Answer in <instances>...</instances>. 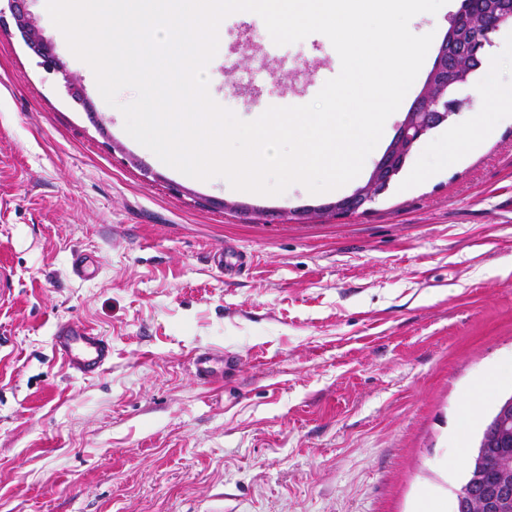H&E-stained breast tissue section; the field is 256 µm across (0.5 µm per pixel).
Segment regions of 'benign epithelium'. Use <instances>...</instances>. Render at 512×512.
I'll list each match as a JSON object with an SVG mask.
<instances>
[{
    "label": "benign epithelium",
    "instance_id": "1",
    "mask_svg": "<svg viewBox=\"0 0 512 512\" xmlns=\"http://www.w3.org/2000/svg\"><path fill=\"white\" fill-rule=\"evenodd\" d=\"M7 2L13 27L21 35L26 47L39 59V64L46 70L61 75L72 100L90 116H96V107L92 99L88 97L82 87L73 84L66 62L59 56L54 44L39 33L36 19L27 8L28 0H7ZM447 47L448 43L446 42L441 45L436 64L425 77L424 92L413 101L410 111L405 113L403 120L396 128V145L385 152L375 163L368 183L350 195L323 206L324 210L338 214L352 212L369 201L373 192L382 193L387 190L395 166L405 163L413 148L422 141L423 135L438 119L447 118V114L442 112L432 114L422 111L427 90L431 88L434 80L443 70V57Z\"/></svg>",
    "mask_w": 512,
    "mask_h": 512
}]
</instances>
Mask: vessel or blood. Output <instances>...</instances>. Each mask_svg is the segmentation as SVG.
I'll return each mask as SVG.
<instances>
[{
	"mask_svg": "<svg viewBox=\"0 0 512 512\" xmlns=\"http://www.w3.org/2000/svg\"><path fill=\"white\" fill-rule=\"evenodd\" d=\"M212 262L223 269L228 278L250 264L246 254L228 248L215 252ZM51 342L54 353L71 373L78 376L101 374L112 359V345L106 336L80 322L58 323Z\"/></svg>",
	"mask_w": 512,
	"mask_h": 512,
	"instance_id": "1",
	"label": "vessel or blood"
}]
</instances>
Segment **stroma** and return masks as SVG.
<instances>
[{
	"instance_id": "obj_1",
	"label": "stroma",
	"mask_w": 512,
	"mask_h": 512,
	"mask_svg": "<svg viewBox=\"0 0 512 512\" xmlns=\"http://www.w3.org/2000/svg\"><path fill=\"white\" fill-rule=\"evenodd\" d=\"M28 8L97 116L0 22V512H454L462 398L512 354V121L426 181L320 214L353 184L242 194L164 164ZM262 24L227 16L207 68L245 121L340 71L325 35L279 46ZM491 40L440 133L474 122L487 71L512 80V26ZM227 245L251 258L230 281L211 262ZM66 320L111 340L104 373L55 355ZM206 348L234 364L202 385Z\"/></svg>"
}]
</instances>
